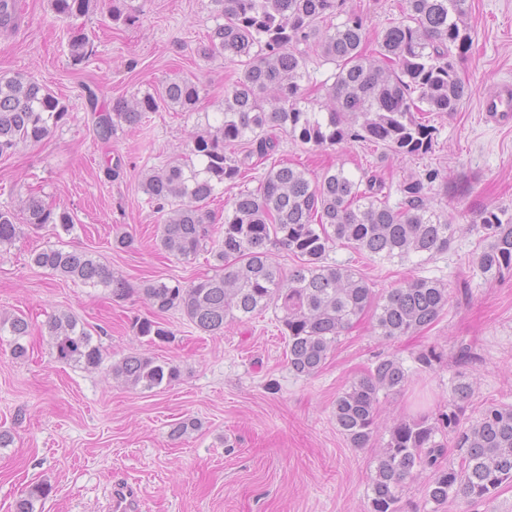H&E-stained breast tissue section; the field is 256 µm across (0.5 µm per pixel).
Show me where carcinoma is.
<instances>
[{"label": "carcinoma", "instance_id": "carcinoma-1", "mask_svg": "<svg viewBox=\"0 0 512 512\" xmlns=\"http://www.w3.org/2000/svg\"><path fill=\"white\" fill-rule=\"evenodd\" d=\"M47 2L60 18L85 17L98 6V0ZM210 2L215 25L195 52L204 60L222 56L235 66L224 86V107L204 115V125L190 136L188 153L149 170L140 188L163 220L162 248L181 259L196 255L212 239L213 216L203 205L231 194L222 238L210 250L214 275L189 283L153 280L141 292L157 312L179 311L212 336L269 308L280 312L288 366L298 377L317 374L343 332L367 315L389 339L421 332L448 306L444 284L410 278L378 296L354 269L330 262L329 253L340 243L372 258L403 262L447 251L457 225L429 203L440 170L402 181L394 206L391 192L371 172L355 178L341 166L330 167L311 179L304 170L273 162L253 189L250 172L275 151V130L304 150L370 142L402 158L430 153L435 127L426 115L456 112L472 95L453 54L471 41L464 21L467 0H404L402 17L389 22L371 53L365 47L366 21L346 9V0ZM139 11L130 0H112L109 17L125 24ZM341 15L342 22L319 28ZM309 49L334 65L318 112L305 105ZM92 53L86 37L70 38L72 65L85 64ZM203 91L197 78H168L109 112L99 108V87H83L94 131L103 141L162 107L194 112ZM68 116V104L34 77L0 71V156L42 142ZM18 206L28 224H52L67 234L74 228L70 211L51 208L36 196L19 200ZM480 224L487 241L477 260L481 274L496 278L512 271V213L487 211ZM20 232L14 210L1 207L0 251ZM275 250L298 261L286 275L272 258ZM31 261L66 280L109 288L118 299L134 292L84 251L49 246ZM45 332L57 360L87 371L102 368V343L73 314L51 317ZM132 333L149 343L173 336L164 323L148 318L135 321ZM29 335L24 317L0 314V337H10L13 359L27 356L23 340ZM109 373L127 387L149 391L181 377L179 366L138 352L112 363ZM409 378L400 360L385 356L336 397L333 415L350 447H373L380 395L400 393ZM472 395V382L459 372L451 387L452 410L433 419H397L386 429L370 476V512H401L405 484L423 471L430 472L426 500L438 507L450 498L490 502L503 485H512V406L487 402L465 425L461 414ZM450 448L457 449L458 461L447 459ZM49 491L46 483L29 486L14 512H35Z\"/></svg>", "mask_w": 512, "mask_h": 512}]
</instances>
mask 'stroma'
Wrapping results in <instances>:
<instances>
[{"instance_id": "35a3bbf8", "label": "stroma", "mask_w": 512, "mask_h": 512, "mask_svg": "<svg viewBox=\"0 0 512 512\" xmlns=\"http://www.w3.org/2000/svg\"><path fill=\"white\" fill-rule=\"evenodd\" d=\"M24 2L23 28L0 43V71L45 84L66 100L70 116L48 139L0 156V206L33 194L67 208L75 228L67 234L26 225L0 252V311L22 315L32 326L25 360H13L7 341H0V429L14 434L13 445L0 448V512H14L15 500L35 482L51 486L36 512H112L113 492L124 486L136 493L134 512H369L378 450L350 447L333 405L378 358H398L411 375L404 392L382 398L380 426L447 411L463 352L470 361L462 370L474 388L466 418H475L486 402L512 404V272L487 282L474 264L484 247L475 229L480 211L512 209V122L480 109L486 91L512 81V0H468L472 44L456 63L473 94L460 111L435 117L432 153L401 159L362 142L305 151L278 135L275 160L312 177L338 166L355 176L376 172L395 202L404 178L446 169L448 181L435 183L432 204L459 227L450 249L432 257L371 259L344 245L330 252V261L355 269L376 293L426 277L446 284L450 300L433 325L412 336L388 339L370 318L360 319L310 379L289 369L274 311L211 336L180 312L156 314L141 293L150 280L188 282L213 273L208 252L185 261L160 249V219L139 189L142 173L182 154L203 113L224 103L231 63L194 53L213 26L210 0H134L142 10L126 26L113 24L105 9L60 19L47 0ZM78 33L89 37L93 54L74 67L68 42ZM174 75L204 84L198 112L162 109L112 140L97 138L83 84L99 85L108 111L116 100ZM114 158L121 166L112 173L107 164ZM125 231L134 237L132 247L115 248V236ZM49 245L89 252L126 280L132 295L118 300L108 288L34 266L32 253ZM61 312L100 332L107 362L136 348L177 364L180 381L153 391L129 389L107 370L57 361L44 325ZM155 317L168 324L173 340H136L132 323ZM430 348L442 360L425 371L416 356ZM186 418L197 419L199 429L171 440L172 425ZM427 482L423 473L407 484L403 512H512V486L486 505L457 499L436 507L426 501Z\"/></svg>"}]
</instances>
